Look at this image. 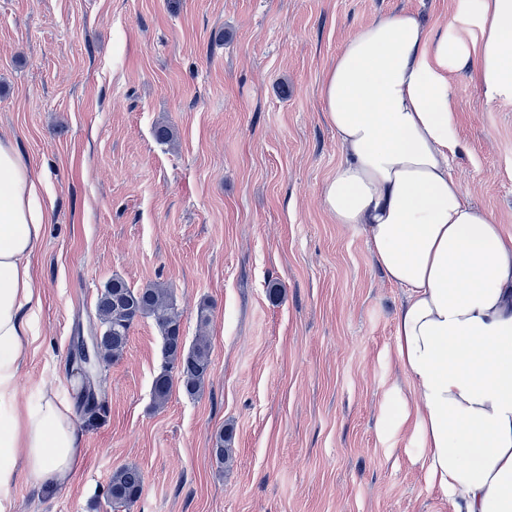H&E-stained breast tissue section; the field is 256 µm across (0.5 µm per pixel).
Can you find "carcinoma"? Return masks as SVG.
<instances>
[{
  "label": "carcinoma",
  "instance_id": "carcinoma-1",
  "mask_svg": "<svg viewBox=\"0 0 512 512\" xmlns=\"http://www.w3.org/2000/svg\"><path fill=\"white\" fill-rule=\"evenodd\" d=\"M98 328L91 331L93 345L91 362L81 367L85 384L81 391L84 422L92 425L104 412L99 393V369L118 360L129 340L132 325L140 318H150L157 325L162 340L164 364L155 376L152 387L155 407H163L171 394L173 378H178L182 391L197 396L209 377L211 340L201 333L191 345H186L180 314L170 288L158 284L132 288L122 278L114 277L100 290L96 302ZM233 431L220 430L211 448L218 467L231 457ZM144 485L143 474L135 466H123L112 472L105 496L113 506L130 507L140 498Z\"/></svg>",
  "mask_w": 512,
  "mask_h": 512
}]
</instances>
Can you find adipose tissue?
<instances>
[{"mask_svg":"<svg viewBox=\"0 0 512 512\" xmlns=\"http://www.w3.org/2000/svg\"><path fill=\"white\" fill-rule=\"evenodd\" d=\"M475 39L433 34L411 12L374 19L324 73L321 99L344 158L321 187L338 224L367 233L378 265L405 288L393 349L413 405L399 417L427 450L451 512H512V234L449 174L455 102L467 73L488 102L512 104V0H478ZM52 198L0 140V491L16 461L46 487L82 450L73 404L48 390L21 402L17 375L42 305L31 257Z\"/></svg>","mask_w":512,"mask_h":512,"instance_id":"obj_1","label":"adipose tissue"}]
</instances>
